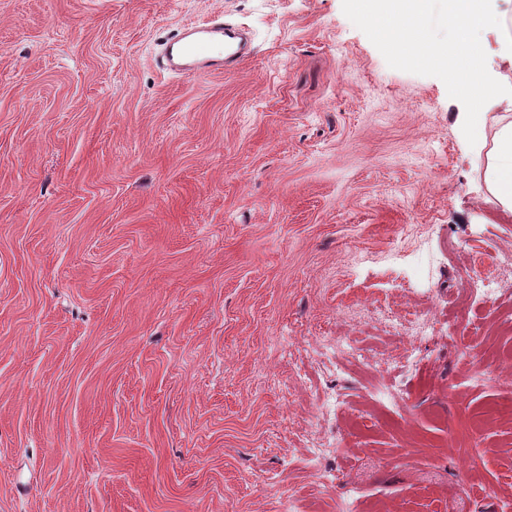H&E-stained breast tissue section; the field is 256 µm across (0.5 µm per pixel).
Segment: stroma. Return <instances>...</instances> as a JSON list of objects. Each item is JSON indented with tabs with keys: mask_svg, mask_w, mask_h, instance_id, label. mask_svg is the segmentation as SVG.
Wrapping results in <instances>:
<instances>
[{
	"mask_svg": "<svg viewBox=\"0 0 512 512\" xmlns=\"http://www.w3.org/2000/svg\"><path fill=\"white\" fill-rule=\"evenodd\" d=\"M464 118L342 0H0V512H512ZM246 54L236 26L214 19L182 28L166 46L164 69L180 75L224 72L240 65Z\"/></svg>",
	"mask_w": 512,
	"mask_h": 512,
	"instance_id": "obj_1",
	"label": "stroma"
}]
</instances>
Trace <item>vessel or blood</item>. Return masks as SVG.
<instances>
[{
    "label": "vessel or blood",
    "instance_id": "vessel-or-blood-1",
    "mask_svg": "<svg viewBox=\"0 0 512 512\" xmlns=\"http://www.w3.org/2000/svg\"><path fill=\"white\" fill-rule=\"evenodd\" d=\"M245 56L236 26L215 19L182 28L166 46L164 68L180 75L221 72L240 65Z\"/></svg>",
    "mask_w": 512,
    "mask_h": 512
}]
</instances>
